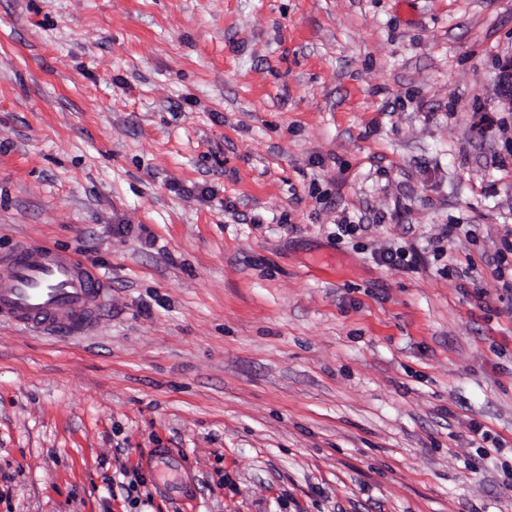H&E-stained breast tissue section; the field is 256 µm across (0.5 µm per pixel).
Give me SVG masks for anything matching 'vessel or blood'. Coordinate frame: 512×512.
Listing matches in <instances>:
<instances>
[{
  "instance_id": "b4317fda",
  "label": "vessel or blood",
  "mask_w": 512,
  "mask_h": 512,
  "mask_svg": "<svg viewBox=\"0 0 512 512\" xmlns=\"http://www.w3.org/2000/svg\"><path fill=\"white\" fill-rule=\"evenodd\" d=\"M108 284L78 255L21 244L0 254V318L65 336L91 324Z\"/></svg>"
}]
</instances>
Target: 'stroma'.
Wrapping results in <instances>:
<instances>
[{
    "instance_id": "35a3bbf8",
    "label": "stroma",
    "mask_w": 512,
    "mask_h": 512,
    "mask_svg": "<svg viewBox=\"0 0 512 512\" xmlns=\"http://www.w3.org/2000/svg\"><path fill=\"white\" fill-rule=\"evenodd\" d=\"M509 56L512 0H0V253L110 287L0 320V512H512ZM496 99L504 112H512V58L499 66L498 80L495 88ZM108 284L75 253L19 244L0 254V318L57 336L93 321Z\"/></svg>"
}]
</instances>
